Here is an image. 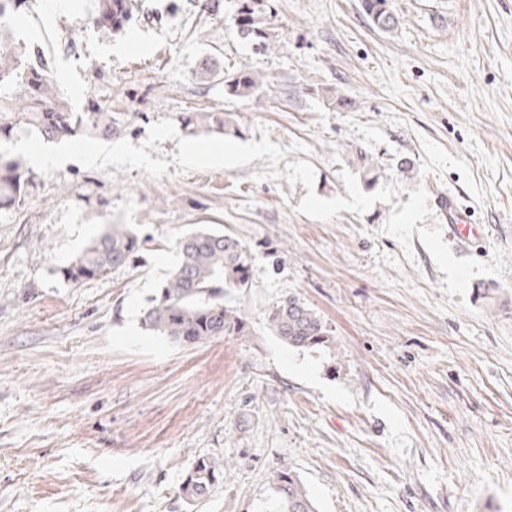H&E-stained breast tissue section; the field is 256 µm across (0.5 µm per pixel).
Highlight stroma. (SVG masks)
Masks as SVG:
<instances>
[{"label": "stroma", "instance_id": "35a3bbf8", "mask_svg": "<svg viewBox=\"0 0 512 512\" xmlns=\"http://www.w3.org/2000/svg\"><path fill=\"white\" fill-rule=\"evenodd\" d=\"M198 2L136 0L117 38L93 24L96 0H30L13 26L73 107L110 105L133 144L209 107L232 113L238 142L268 126L320 197L345 195V169L364 192L401 189L322 222L298 212L303 184L265 178L268 159L182 174L170 139L159 179L35 173L0 211V512H265L283 464L318 512H512V0H392L390 33L360 0H274L265 52L236 35L233 0L217 16ZM208 56L260 73L261 95L197 81ZM448 190L486 227L464 257L433 205ZM107 224L140 251L64 280ZM201 227L251 255L249 288L224 296L247 333L181 343L143 315ZM289 296L324 345L269 332ZM213 457L223 476L188 503L181 483Z\"/></svg>", "mask_w": 512, "mask_h": 512}]
</instances>
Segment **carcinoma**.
<instances>
[{"mask_svg":"<svg viewBox=\"0 0 512 512\" xmlns=\"http://www.w3.org/2000/svg\"><path fill=\"white\" fill-rule=\"evenodd\" d=\"M28 0H0V143H8L25 127L47 141H61L88 133L108 140L124 126L106 104L77 112L57 90L51 60L34 44L15 36L10 18L27 9ZM362 9L378 29L391 32L399 23L390 0H362ZM272 0H236L237 36L261 50L274 45L269 18ZM132 19L131 0H98L93 23L114 34L127 32ZM219 75L216 63L206 58L196 78L207 83ZM263 81L250 71L224 75V94L246 98ZM180 123L187 134H228L236 127L221 111L185 112ZM32 178L17 155L0 156V210L14 206ZM139 249L136 234L126 224H108L85 249L61 269L73 283L99 277L127 264ZM250 253L235 237L215 228H199L180 240V261L152 299L143 321L149 330L175 341L197 344L219 336H243L241 315L224 305L228 289L249 287ZM268 330L288 346L307 349L326 342L327 329L320 317L295 297L281 299L266 314ZM225 463L202 458L180 485L190 502L205 498ZM273 512H317L300 480L289 468L276 473Z\"/></svg>","mask_w":512,"mask_h":512,"instance_id":"1","label":"carcinoma"}]
</instances>
